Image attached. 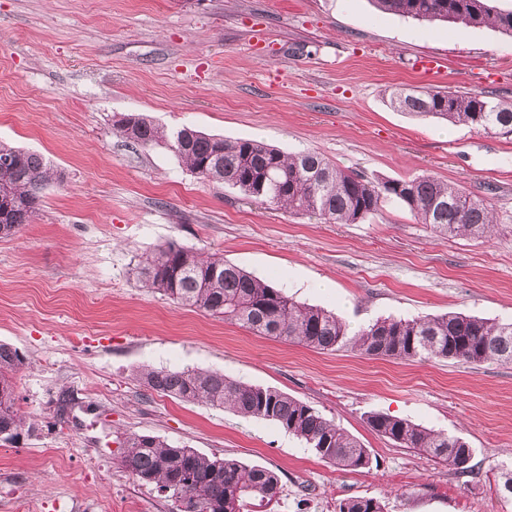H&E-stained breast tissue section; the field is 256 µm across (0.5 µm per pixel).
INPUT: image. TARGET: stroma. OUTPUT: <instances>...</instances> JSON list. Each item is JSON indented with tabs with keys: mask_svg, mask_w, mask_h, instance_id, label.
Segmentation results:
<instances>
[{
	"mask_svg": "<svg viewBox=\"0 0 512 512\" xmlns=\"http://www.w3.org/2000/svg\"><path fill=\"white\" fill-rule=\"evenodd\" d=\"M444 58L431 76L420 55ZM512 102V37L418 21L371 0H0V144L53 169L28 224L0 239V343L26 424L0 440V512H175L118 465L131 433L272 469L274 512H512V364L369 358L252 335L144 287L136 269L174 241L218 254L352 329L463 312L512 321V134L415 118L392 89ZM141 115L282 152L312 149L379 180L432 175L486 198L484 238L443 236L387 199L329 224L199 179L168 147L114 126ZM215 370L306 402L357 437L370 468L342 471L277 423L151 390L147 369ZM379 412L458 435L456 477L377 435ZM307 507H300V500ZM338 512H384V506L377 498L355 496L341 500Z\"/></svg>",
	"mask_w": 512,
	"mask_h": 512,
	"instance_id": "35a3bbf8",
	"label": "stroma"
}]
</instances>
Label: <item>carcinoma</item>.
Here are the masks:
<instances>
[{"mask_svg": "<svg viewBox=\"0 0 512 512\" xmlns=\"http://www.w3.org/2000/svg\"><path fill=\"white\" fill-rule=\"evenodd\" d=\"M497 0H373L383 12L428 21L491 23L512 34V9ZM390 105L418 118L463 123L486 133H512V105L452 90H397ZM126 140L150 148L170 147L199 178L239 189L248 199L286 206L333 224H354L376 212L386 197L399 200L421 223L444 236L482 237L492 208L459 187L432 175L408 180H373L342 169L317 151L286 155L251 139L224 140L183 126L171 139L143 116L119 120ZM51 166L40 155L0 145V238L30 221L40 205ZM141 281L173 302L235 323L257 336L284 338L322 351L353 346L375 358L415 361L445 359L470 364L512 363V321L489 322L450 312L418 319L383 318L350 331L335 313L299 303L281 288L264 283L224 258L204 257L176 242L159 246L140 267ZM23 365L18 351L0 344V438L10 440L23 426L16 408L13 375ZM147 386L184 401L230 408L244 418L275 422L303 440L324 462L342 470L367 469L369 449L315 408L284 392L234 381L218 371L148 370ZM367 423L378 435L426 454L461 477L473 472V451L457 436L429 430L408 420L373 413ZM119 465L168 498L189 492L197 512H246L253 501L278 502L280 479L265 467L234 458L207 457L194 448H175L149 435L125 438ZM338 512H384L380 500L355 496L339 502Z\"/></svg>", "mask_w": 512, "mask_h": 512, "instance_id": "1", "label": "carcinoma"}]
</instances>
